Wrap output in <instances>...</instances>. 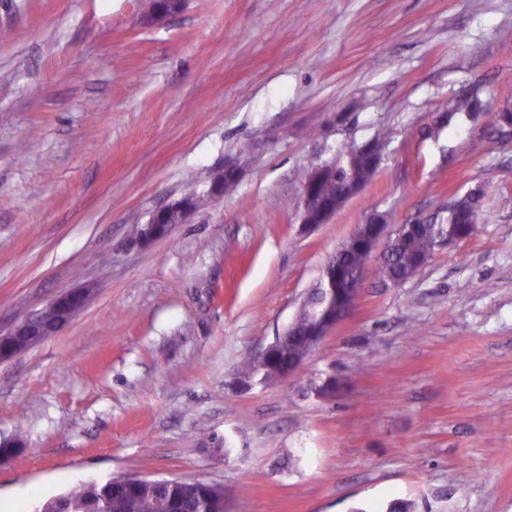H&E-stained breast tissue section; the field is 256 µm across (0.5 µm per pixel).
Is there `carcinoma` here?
Masks as SVG:
<instances>
[{"mask_svg": "<svg viewBox=\"0 0 512 512\" xmlns=\"http://www.w3.org/2000/svg\"><path fill=\"white\" fill-rule=\"evenodd\" d=\"M336 173L308 193V206L313 214L320 208L340 210L349 200L348 185L366 182L370 175L369 157L359 151L347 152L343 161L335 162ZM486 221L478 201L469 200L458 209L448 210V236L463 237L472 227ZM441 237L440 225L434 223L404 238L391 252L383 276L401 279L411 274L420 259H431ZM370 253L362 247L346 249L338 256L341 285L351 286ZM164 498L176 501L186 512H224V488L202 481L176 482L161 491L148 484L133 483L130 487L112 489V481L89 482L82 493L68 495L69 512H156V504Z\"/></svg>", "mask_w": 512, "mask_h": 512, "instance_id": "carcinoma-1", "label": "carcinoma"}]
</instances>
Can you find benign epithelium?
Here are the masks:
<instances>
[{"instance_id": "benign-epithelium-1", "label": "benign epithelium", "mask_w": 512, "mask_h": 512, "mask_svg": "<svg viewBox=\"0 0 512 512\" xmlns=\"http://www.w3.org/2000/svg\"><path fill=\"white\" fill-rule=\"evenodd\" d=\"M164 2L173 4V8H151L144 16L145 23L153 24L178 12L182 8L184 0H164ZM169 211L179 212L180 220L183 221L195 211V208L180 198L154 211L148 222L140 228L136 243L145 244L166 235L171 225L163 223V219ZM386 230L387 224H385L384 217L375 214L367 223L358 225L348 240L359 238L370 254H379V260L383 261L388 257L397 236L406 230V225H400L394 237H386ZM335 281L332 268L328 264L325 265L320 279V287L312 289L303 302V306L309 307L312 304L313 296H318L313 323L303 331L297 328L296 323H291L256 361V366L267 365L286 350L288 351V367L283 375H290L302 367L315 347L355 306L359 288H336L334 287ZM92 293L93 289L88 287L67 290L51 299L39 312L15 322L8 331L0 330V362L15 357L17 347L21 342L29 347H34L58 334L85 307Z\"/></svg>"}]
</instances>
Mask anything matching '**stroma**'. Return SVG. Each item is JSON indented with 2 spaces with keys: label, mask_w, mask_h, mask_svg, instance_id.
<instances>
[{
  "label": "stroma",
  "mask_w": 512,
  "mask_h": 512,
  "mask_svg": "<svg viewBox=\"0 0 512 512\" xmlns=\"http://www.w3.org/2000/svg\"><path fill=\"white\" fill-rule=\"evenodd\" d=\"M147 7L0 0V328L94 291L0 363V512L126 475L221 485L224 512H512V0ZM375 139L365 189L305 227L311 170ZM471 191L487 223L397 286L370 261L297 372L242 381L356 225ZM184 197L189 199L195 208L180 198L172 201L163 208L154 211L151 214L148 222L143 224L140 228L136 243L145 244L166 235L171 226L178 220L177 215L173 214L168 217V220L173 222V224H163V219L168 211H178L180 213V222H182L193 211L209 204L211 199L210 193L198 194L195 191L187 193Z\"/></svg>",
  "instance_id": "stroma-1"
}]
</instances>
